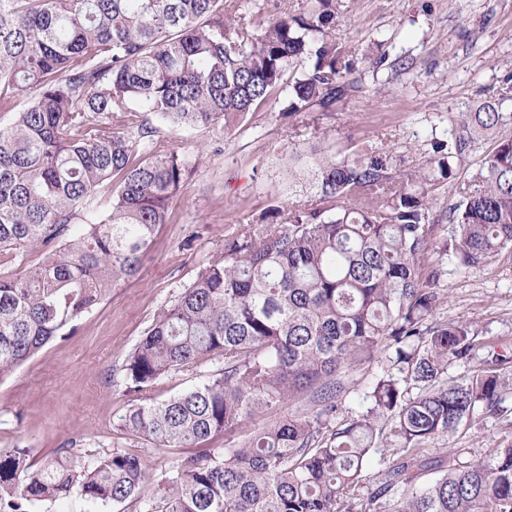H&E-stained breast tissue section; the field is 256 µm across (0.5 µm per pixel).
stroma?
<instances>
[{
    "label": "stroma",
    "mask_w": 512,
    "mask_h": 512,
    "mask_svg": "<svg viewBox=\"0 0 512 512\" xmlns=\"http://www.w3.org/2000/svg\"><path fill=\"white\" fill-rule=\"evenodd\" d=\"M356 58L355 78L365 93L301 121L275 110L254 112L240 129L218 137L162 128L174 148L206 144L193 174L159 229L140 274L112 289L81 315L76 331L49 342L0 380V448L23 447L41 464L60 443L73 440L86 461L115 448L141 453L151 480L141 496L104 505L70 497L32 512H139L154 481L184 456L181 448L154 450L118 428L132 403L120 367L183 287L207 264L224 256L230 227L252 224L274 198L311 203V190L286 189L282 167L289 153L333 150L344 156L363 148L425 166L434 139L448 138L461 114L497 97L512 78V0H342L332 30ZM512 125L478 138L457 162L455 180L437 189V235L453 225L447 206L479 171L498 138ZM438 315L463 321L488 340L512 349V249L472 270L446 262ZM504 438L500 420L462 427L456 447L484 456Z\"/></svg>",
    "instance_id": "1"
}]
</instances>
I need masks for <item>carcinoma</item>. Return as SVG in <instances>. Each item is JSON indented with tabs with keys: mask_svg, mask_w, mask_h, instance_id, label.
<instances>
[{
	"mask_svg": "<svg viewBox=\"0 0 512 512\" xmlns=\"http://www.w3.org/2000/svg\"><path fill=\"white\" fill-rule=\"evenodd\" d=\"M340 4L261 22L245 0H0V110L15 112L0 126V379L141 272L198 161L155 122L228 134L265 106L299 116L363 92L351 47L331 39ZM511 99L512 85L436 141L426 169L316 153L314 203L228 231L224 257L121 366L136 395L122 429L156 449L199 448L144 512H512V442L471 460L426 448L507 418L505 359L452 379L490 343L436 313L448 254L469 270L512 248V135L450 208L452 239L433 234L432 207L476 131L512 124ZM33 250L44 263L14 273ZM379 354L386 366L354 418L343 395ZM213 360L222 367L202 384L154 397L169 375ZM295 398L306 408L280 415ZM223 432L242 441L210 447ZM147 475L122 448L88 466L61 446L36 470L26 449L0 448V512L72 495L122 503Z\"/></svg>",
	"mask_w": 512,
	"mask_h": 512,
	"instance_id": "1",
	"label": "carcinoma"
}]
</instances>
